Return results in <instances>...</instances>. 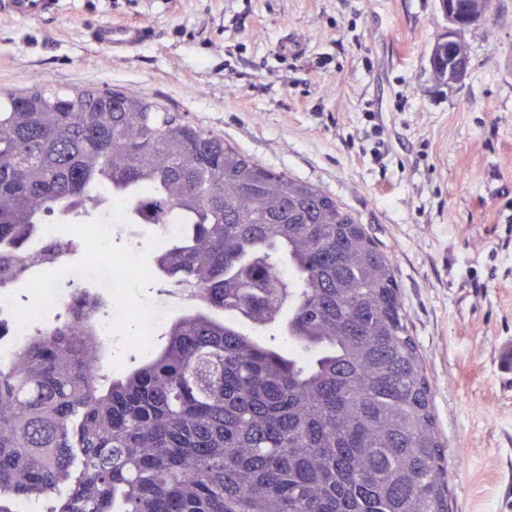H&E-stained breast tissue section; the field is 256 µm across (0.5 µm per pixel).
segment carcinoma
Masks as SVG:
<instances>
[{"instance_id":"obj_1","label":"carcinoma","mask_w":512,"mask_h":512,"mask_svg":"<svg viewBox=\"0 0 512 512\" xmlns=\"http://www.w3.org/2000/svg\"><path fill=\"white\" fill-rule=\"evenodd\" d=\"M448 83V43L431 53ZM114 199L181 224L154 275L201 307L148 360L102 374L97 314L0 365V512H449L448 463L392 257L320 188L118 89L0 93V245ZM288 271V279L280 277ZM33 267L0 263L20 284ZM276 329L301 352L262 339Z\"/></svg>"}]
</instances>
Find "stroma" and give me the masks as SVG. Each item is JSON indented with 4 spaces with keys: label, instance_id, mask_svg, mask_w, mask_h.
Masks as SVG:
<instances>
[{
    "label": "stroma",
    "instance_id": "35a3bbf8",
    "mask_svg": "<svg viewBox=\"0 0 512 512\" xmlns=\"http://www.w3.org/2000/svg\"><path fill=\"white\" fill-rule=\"evenodd\" d=\"M105 21L162 39L113 58L85 36ZM447 28L439 0H63L0 17V90L137 92L351 211L394 258L453 512H512V0L463 32L454 87L429 66ZM61 0H1L0 14L20 20H43L59 12Z\"/></svg>",
    "mask_w": 512,
    "mask_h": 512
}]
</instances>
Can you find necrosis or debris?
Here are the masks:
<instances>
[{
  "label": "necrosis or debris",
  "mask_w": 512,
  "mask_h": 512,
  "mask_svg": "<svg viewBox=\"0 0 512 512\" xmlns=\"http://www.w3.org/2000/svg\"><path fill=\"white\" fill-rule=\"evenodd\" d=\"M127 205L113 201L109 209L91 224L79 225L76 233L58 235L46 233L29 243L24 256L38 262L46 258L50 244H60L61 250L51 260L54 268L64 270L77 284L88 285L112 300L109 312L99 322L103 343H111L121 335L127 321L139 322L142 342H149L154 328L170 319L172 313L197 304L199 297L193 289L180 288L141 305L131 304L126 288L133 279L142 277L143 268L136 251L116 254L112 251V234L130 229ZM84 247L81 259H74L77 247ZM68 301L58 288L47 283H34L25 298H18L13 286L0 285V362L7 364L13 354L38 328L40 315L64 307Z\"/></svg>",
  "instance_id": "1"
}]
</instances>
